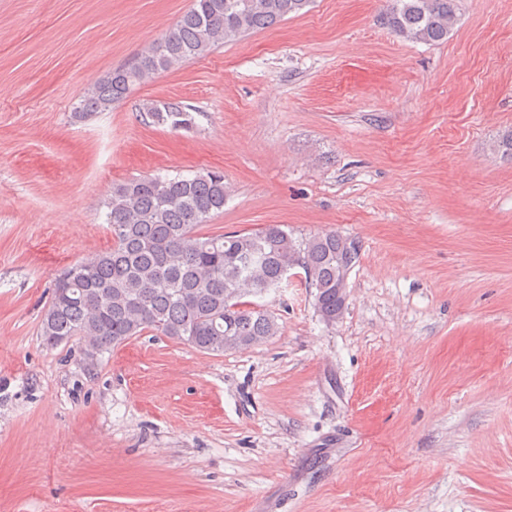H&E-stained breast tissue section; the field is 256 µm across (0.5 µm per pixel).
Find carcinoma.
I'll return each instance as SVG.
<instances>
[{"label": "carcinoma", "mask_w": 512, "mask_h": 512, "mask_svg": "<svg viewBox=\"0 0 512 512\" xmlns=\"http://www.w3.org/2000/svg\"><path fill=\"white\" fill-rule=\"evenodd\" d=\"M312 0H193L161 39L116 68L80 100L75 117L112 109L140 83L201 58L221 43L300 15ZM399 38L448 40L456 0H389L382 14ZM146 115L172 129L192 124L180 102L148 103ZM224 175L154 174L112 185L106 223L112 248L70 266L54 283L40 336L50 346L77 336L103 354L151 331L209 354L252 348L279 331L277 318L252 301L283 281L307 274L314 306L333 325L344 312L358 243L333 231L296 240L280 224L219 235L197 228L224 212Z\"/></svg>", "instance_id": "obj_1"}]
</instances>
